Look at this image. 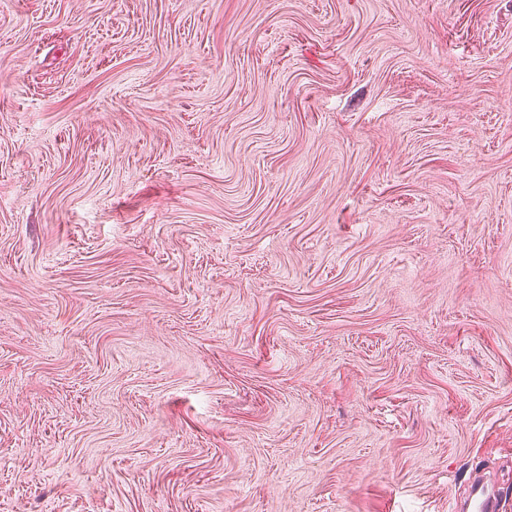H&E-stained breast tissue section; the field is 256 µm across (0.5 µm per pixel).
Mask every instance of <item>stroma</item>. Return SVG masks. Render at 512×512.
<instances>
[{
    "mask_svg": "<svg viewBox=\"0 0 512 512\" xmlns=\"http://www.w3.org/2000/svg\"><path fill=\"white\" fill-rule=\"evenodd\" d=\"M512 512V0H0V512ZM498 503L496 487L478 482L472 485L467 510L469 512H496Z\"/></svg>",
    "mask_w": 512,
    "mask_h": 512,
    "instance_id": "1",
    "label": "stroma"
}]
</instances>
